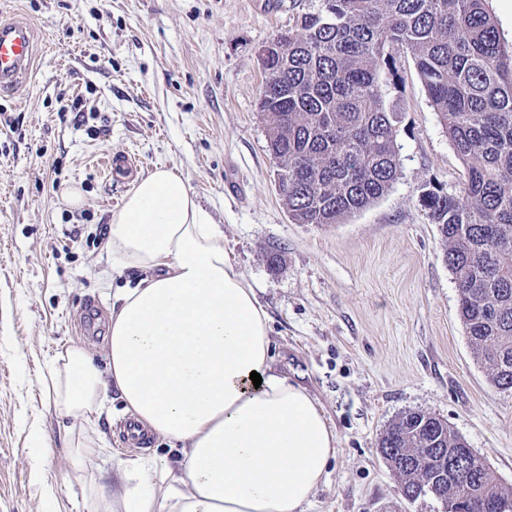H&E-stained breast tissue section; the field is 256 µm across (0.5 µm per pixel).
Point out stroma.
<instances>
[{
	"label": "stroma",
	"mask_w": 512,
	"mask_h": 512,
	"mask_svg": "<svg viewBox=\"0 0 512 512\" xmlns=\"http://www.w3.org/2000/svg\"><path fill=\"white\" fill-rule=\"evenodd\" d=\"M319 0H0L35 38L33 76L0 98V512H99L108 470L135 458L116 391L102 415L65 414L44 378L61 352L107 365L108 223L132 178L102 160L128 152L140 174L174 169L224 232L267 312L273 367L318 402L338 453L309 512H444L408 501L377 451L402 413L423 410L512 487V394L476 363L455 276L418 197L459 195L461 161L410 56L386 101L401 169L344 223L297 224L276 184L259 109L261 51ZM81 194L79 205L66 194ZM100 452L82 457L86 439ZM43 452L42 469L29 463Z\"/></svg>",
	"instance_id": "35a3bbf8"
}]
</instances>
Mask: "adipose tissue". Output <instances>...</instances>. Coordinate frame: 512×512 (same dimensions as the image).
Instances as JSON below:
<instances>
[{"label":"adipose tissue","mask_w":512,"mask_h":512,"mask_svg":"<svg viewBox=\"0 0 512 512\" xmlns=\"http://www.w3.org/2000/svg\"><path fill=\"white\" fill-rule=\"evenodd\" d=\"M109 244L113 263L139 277L112 296L108 367L71 347L50 389L66 412L90 414L115 387L126 413L184 456L177 470L154 456L126 461L111 512H305L337 436L307 391L272 369L268 315L210 212L175 170L157 168L112 213Z\"/></svg>","instance_id":"adipose-tissue-1"}]
</instances>
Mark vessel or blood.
I'll use <instances>...</instances> for the list:
<instances>
[{"label": "vessel or blood", "mask_w": 512, "mask_h": 512, "mask_svg": "<svg viewBox=\"0 0 512 512\" xmlns=\"http://www.w3.org/2000/svg\"><path fill=\"white\" fill-rule=\"evenodd\" d=\"M33 58L30 27L20 21H0V96L15 92L29 79Z\"/></svg>", "instance_id": "vessel-or-blood-1"}]
</instances>
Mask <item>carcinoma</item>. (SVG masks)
<instances>
[{"label": "carcinoma", "instance_id": "carcinoma-1", "mask_svg": "<svg viewBox=\"0 0 512 512\" xmlns=\"http://www.w3.org/2000/svg\"><path fill=\"white\" fill-rule=\"evenodd\" d=\"M320 2L261 55L260 110L289 217L340 224L390 188L398 113L385 92L398 53L409 54L464 166L463 199L435 187L419 202L445 243L474 357L497 390L512 392V43L489 0ZM432 448L448 450L446 463ZM377 449L407 500L446 468L436 493L457 512L512 507V488L439 417L402 414Z\"/></svg>", "mask_w": 512, "mask_h": 512}]
</instances>
